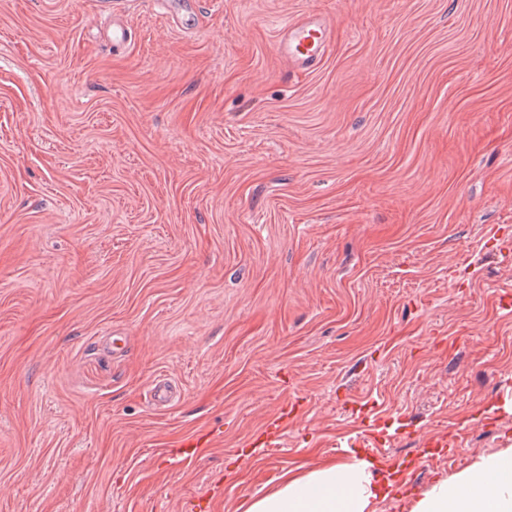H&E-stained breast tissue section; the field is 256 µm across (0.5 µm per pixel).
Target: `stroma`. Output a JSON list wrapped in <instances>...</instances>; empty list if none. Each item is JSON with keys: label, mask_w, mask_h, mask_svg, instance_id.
<instances>
[{"label": "stroma", "mask_w": 512, "mask_h": 512, "mask_svg": "<svg viewBox=\"0 0 512 512\" xmlns=\"http://www.w3.org/2000/svg\"><path fill=\"white\" fill-rule=\"evenodd\" d=\"M162 11L0 0V512H246L350 461L356 403L384 457L462 448L369 512L512 450V0ZM326 25L308 17L291 26L276 46L278 55L300 67L313 66L326 51ZM220 434L217 432L206 433L203 435H195L186 440H184L180 447L181 448H202V447H212L214 446L216 439ZM181 448H176L175 451L171 450V452H175L172 456L180 458V462H184L193 458L194 453L189 452L187 450H183Z\"/></svg>", "instance_id": "stroma-1"}]
</instances>
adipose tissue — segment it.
<instances>
[{
  "label": "adipose tissue",
  "instance_id": "1",
  "mask_svg": "<svg viewBox=\"0 0 512 512\" xmlns=\"http://www.w3.org/2000/svg\"><path fill=\"white\" fill-rule=\"evenodd\" d=\"M387 482L372 460L334 464L289 480L247 512H368ZM413 512H512V453H498L435 484Z\"/></svg>",
  "mask_w": 512,
  "mask_h": 512
}]
</instances>
